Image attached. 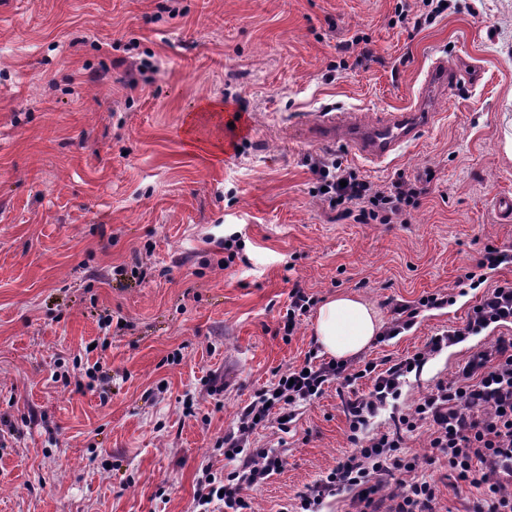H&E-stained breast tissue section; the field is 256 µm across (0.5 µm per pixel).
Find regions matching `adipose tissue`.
<instances>
[{"mask_svg": "<svg viewBox=\"0 0 512 512\" xmlns=\"http://www.w3.org/2000/svg\"><path fill=\"white\" fill-rule=\"evenodd\" d=\"M382 327V318L371 303L352 293H340L318 306L314 339L323 353L343 361L368 348Z\"/></svg>", "mask_w": 512, "mask_h": 512, "instance_id": "ef3b65f1", "label": "adipose tissue"}]
</instances>
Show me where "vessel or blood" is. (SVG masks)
I'll return each instance as SVG.
<instances>
[{
	"label": "vessel or blood",
	"mask_w": 512,
	"mask_h": 512,
	"mask_svg": "<svg viewBox=\"0 0 512 512\" xmlns=\"http://www.w3.org/2000/svg\"><path fill=\"white\" fill-rule=\"evenodd\" d=\"M464 78L465 74L456 62L440 60L429 71L422 95L427 98L447 89H455ZM431 120V113L419 109L386 112L369 130L350 137L349 143L361 156L373 162H381L394 154L401 145L413 140ZM354 123L355 119L349 112L324 114L319 122L323 142H335L337 133Z\"/></svg>",
	"instance_id": "obj_1"
}]
</instances>
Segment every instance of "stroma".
<instances>
[{
	"mask_svg": "<svg viewBox=\"0 0 512 512\" xmlns=\"http://www.w3.org/2000/svg\"><path fill=\"white\" fill-rule=\"evenodd\" d=\"M399 2L0 0V512H194L203 468L233 467L217 442L315 345L309 316L291 340L276 333L293 283L357 294L386 321L454 293L365 360L464 323L483 290L458 280L485 246L512 245L494 208L512 195V0H446L418 28ZM442 57L482 78L431 99L433 121L391 159L311 137L331 110L415 107ZM146 58L150 83L126 90ZM319 157L428 192L404 224L340 219L316 195ZM234 237L243 258L228 265ZM501 335L512 327L429 359L400 408ZM97 364L107 400L59 379ZM252 441L285 461L254 512H279L356 451L333 386L289 433L271 422ZM420 472L439 478L438 512H468L475 489L452 488L444 466Z\"/></svg>",
	"mask_w": 512,
	"mask_h": 512,
	"instance_id": "obj_1",
	"label": "stroma"
}]
</instances>
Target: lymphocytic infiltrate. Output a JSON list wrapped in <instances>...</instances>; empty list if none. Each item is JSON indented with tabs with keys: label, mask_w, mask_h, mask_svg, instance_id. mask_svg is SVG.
<instances>
[{
	"label": "lymphocytic infiltrate",
	"mask_w": 512,
	"mask_h": 512,
	"mask_svg": "<svg viewBox=\"0 0 512 512\" xmlns=\"http://www.w3.org/2000/svg\"><path fill=\"white\" fill-rule=\"evenodd\" d=\"M311 171L319 178L321 201L360 224L405 223L408 207L417 205L424 192L402 177L371 187L358 171L336 161L315 160ZM506 323L512 324L511 280L486 289L463 326L431 336L412 354L361 364L321 360L309 351L303 365L288 368L276 383L259 389L240 413L236 430L221 439L223 455L235 467L220 481L205 473L197 489V512H211L217 500L224 512H252L251 491L283 466L278 449L252 447V434L272 419L280 431H288L297 407L334 383L350 391L343 407L357 451L340 458L280 512H321L328 499L345 493L353 512H436V483L417 478L416 460L402 453L410 434L423 425L429 430L426 463L446 461L455 481L476 489L470 512H512V337H499L472 352L461 369L438 380L407 410L396 407L408 375L430 358L490 325ZM364 378L371 382L370 391L353 392ZM384 411L390 428L370 431L372 419Z\"/></svg>",
	"instance_id": "1"
}]
</instances>
